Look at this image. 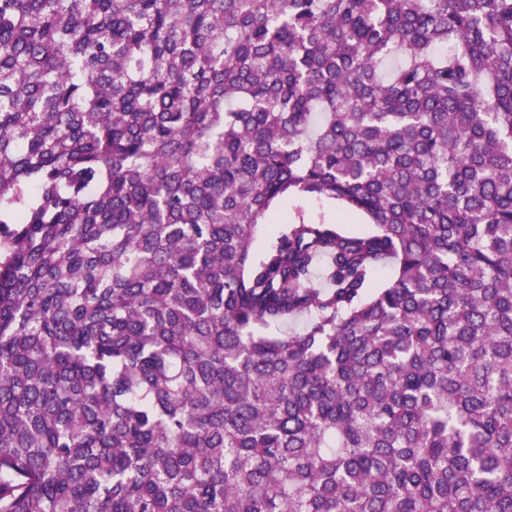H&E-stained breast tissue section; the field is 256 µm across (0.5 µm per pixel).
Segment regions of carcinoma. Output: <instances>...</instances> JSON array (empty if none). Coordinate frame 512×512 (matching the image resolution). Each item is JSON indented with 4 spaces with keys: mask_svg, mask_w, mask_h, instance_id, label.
I'll list each match as a JSON object with an SVG mask.
<instances>
[{
    "mask_svg": "<svg viewBox=\"0 0 512 512\" xmlns=\"http://www.w3.org/2000/svg\"><path fill=\"white\" fill-rule=\"evenodd\" d=\"M0 512H512V0H0ZM280 209L293 214L302 211L312 219H323L330 224H341L343 229L352 234L367 232L371 226L358 215H349L332 200L317 199L304 195H291L280 204Z\"/></svg>",
    "mask_w": 512,
    "mask_h": 512,
    "instance_id": "carcinoma-1",
    "label": "carcinoma"
}]
</instances>
